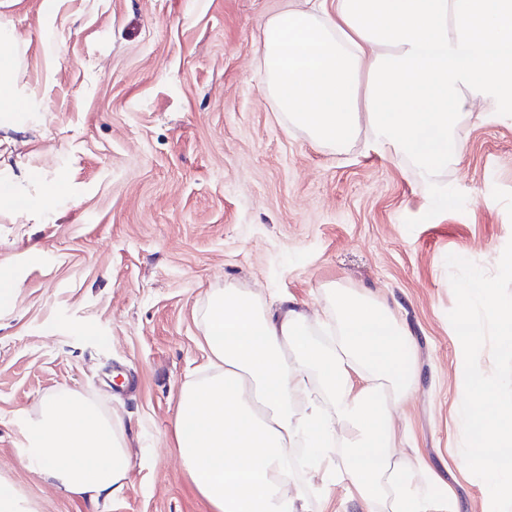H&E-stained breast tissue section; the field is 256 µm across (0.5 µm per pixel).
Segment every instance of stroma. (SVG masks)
I'll list each match as a JSON object with an SVG mask.
<instances>
[{"label": "stroma", "mask_w": 512, "mask_h": 512, "mask_svg": "<svg viewBox=\"0 0 512 512\" xmlns=\"http://www.w3.org/2000/svg\"><path fill=\"white\" fill-rule=\"evenodd\" d=\"M0 0L19 41L0 112V185L50 207L0 208V478L33 512H213L174 444L202 375L201 315L237 288L294 298L315 332L331 288L385 305L415 343L418 384L394 455L420 456L461 512L486 484L462 456L464 357L448 254L494 273L512 240V112L462 117L424 178L366 138L343 153L285 129L258 70L265 21L297 0ZM85 392L121 427L128 485L93 504L24 453L47 394Z\"/></svg>", "instance_id": "35a3bbf8"}]
</instances>
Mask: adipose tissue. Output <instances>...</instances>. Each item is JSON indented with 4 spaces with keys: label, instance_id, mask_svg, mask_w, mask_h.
Returning a JSON list of instances; mask_svg holds the SVG:
<instances>
[{
    "label": "adipose tissue",
    "instance_id": "adipose-tissue-1",
    "mask_svg": "<svg viewBox=\"0 0 512 512\" xmlns=\"http://www.w3.org/2000/svg\"><path fill=\"white\" fill-rule=\"evenodd\" d=\"M259 72L287 126L345 151L361 133L426 175L461 146L460 118L476 106L512 109V0H305L263 26ZM336 334L314 339L293 298L262 306L231 288L203 314L208 364L182 388L178 454L214 512H310L291 494L288 461L310 450V481L344 450L360 512H460L416 475L421 458H394L392 412L417 385L413 342L389 309L333 292ZM330 410H323L319 395ZM28 462L46 481L91 503L126 487L124 433L91 398L46 395Z\"/></svg>",
    "mask_w": 512,
    "mask_h": 512
}]
</instances>
